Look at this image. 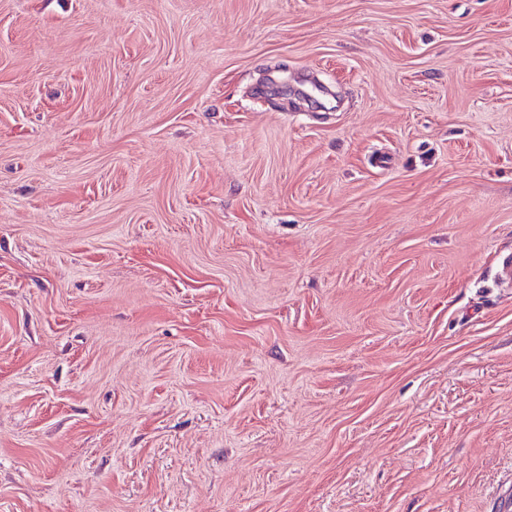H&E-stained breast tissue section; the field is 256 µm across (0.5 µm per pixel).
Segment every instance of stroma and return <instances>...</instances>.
<instances>
[{
  "instance_id": "35a3bbf8",
  "label": "stroma",
  "mask_w": 512,
  "mask_h": 512,
  "mask_svg": "<svg viewBox=\"0 0 512 512\" xmlns=\"http://www.w3.org/2000/svg\"><path fill=\"white\" fill-rule=\"evenodd\" d=\"M512 0H0V512H495Z\"/></svg>"
}]
</instances>
